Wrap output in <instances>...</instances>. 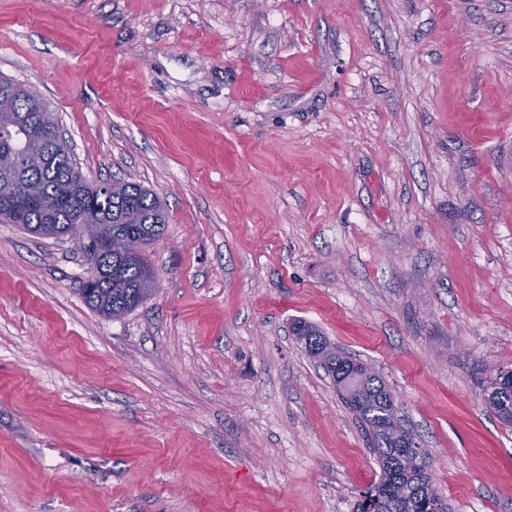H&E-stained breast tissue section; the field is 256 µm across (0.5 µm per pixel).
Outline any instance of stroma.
<instances>
[{"label":"stroma","mask_w":512,"mask_h":512,"mask_svg":"<svg viewBox=\"0 0 512 512\" xmlns=\"http://www.w3.org/2000/svg\"><path fill=\"white\" fill-rule=\"evenodd\" d=\"M0 75L167 212L115 320L0 223V512H356L379 465L298 319L452 512H512V0H0ZM294 335L303 344L307 353L320 360L321 367L332 377V379L339 376L345 371V364L340 359L335 351L322 352L326 346H330L323 334L312 324L305 321H297L294 324Z\"/></svg>","instance_id":"stroma-1"}]
</instances>
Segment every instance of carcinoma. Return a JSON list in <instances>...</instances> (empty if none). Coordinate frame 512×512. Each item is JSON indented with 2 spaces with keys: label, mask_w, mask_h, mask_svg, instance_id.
<instances>
[{
  "label": "carcinoma",
  "mask_w": 512,
  "mask_h": 512,
  "mask_svg": "<svg viewBox=\"0 0 512 512\" xmlns=\"http://www.w3.org/2000/svg\"><path fill=\"white\" fill-rule=\"evenodd\" d=\"M10 100L12 125L0 129V157L22 155L31 142L39 139L46 158L31 157L23 164L14 182L0 175V194L10 189L22 195L28 189L38 196L21 207L0 206V222L16 224L24 230L45 237L70 236L81 224L103 226L114 236L134 242L130 253L107 256L94 249L86 253L91 265L101 274L85 283L82 294L91 309L108 318H119L146 302L154 293V269L145 257V248L160 239L166 213L159 198L150 190L129 182H89L78 174L71 150L59 128L41 123L49 105L22 84L0 76V96ZM294 335L307 353L319 359L321 367L335 378L344 372V363L336 352H323L328 342L312 324L298 321ZM365 428L370 448L376 455L381 480L374 512H448L447 500L431 484L424 470L430 453L418 454L400 446V436H413L397 415L384 381L368 371L359 401L347 404ZM505 423H512V384L500 392L490 405Z\"/></svg>",
  "instance_id": "1"
}]
</instances>
